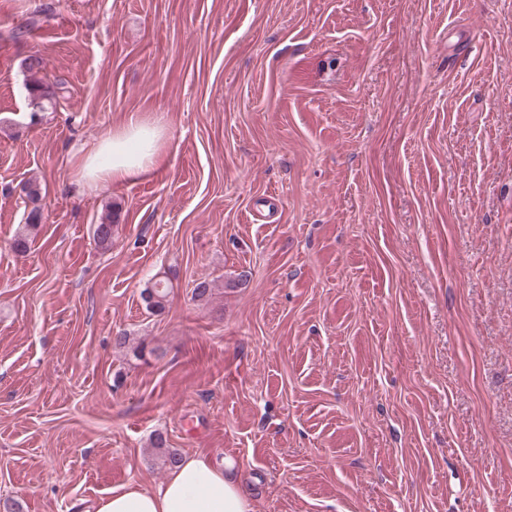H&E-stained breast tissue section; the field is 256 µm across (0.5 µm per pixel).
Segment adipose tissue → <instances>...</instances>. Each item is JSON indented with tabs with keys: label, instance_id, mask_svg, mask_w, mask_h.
Segmentation results:
<instances>
[{
	"label": "adipose tissue",
	"instance_id": "obj_1",
	"mask_svg": "<svg viewBox=\"0 0 512 512\" xmlns=\"http://www.w3.org/2000/svg\"><path fill=\"white\" fill-rule=\"evenodd\" d=\"M161 138V125L129 121L84 154L80 176L94 185L137 179L157 165ZM95 512H254V504L234 461L219 468L186 455L157 491L135 484L112 488L97 500Z\"/></svg>",
	"mask_w": 512,
	"mask_h": 512
}]
</instances>
